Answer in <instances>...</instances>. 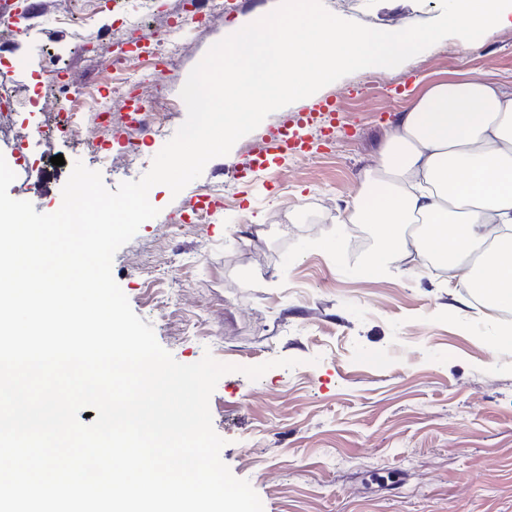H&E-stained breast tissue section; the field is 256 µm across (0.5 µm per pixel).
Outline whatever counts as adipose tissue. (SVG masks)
I'll list each match as a JSON object with an SVG mask.
<instances>
[{"instance_id": "ef3b65f1", "label": "adipose tissue", "mask_w": 512, "mask_h": 512, "mask_svg": "<svg viewBox=\"0 0 512 512\" xmlns=\"http://www.w3.org/2000/svg\"><path fill=\"white\" fill-rule=\"evenodd\" d=\"M340 224L377 227L363 273L385 274L416 225V256L512 309V90L490 78L431 85L391 124Z\"/></svg>"}]
</instances>
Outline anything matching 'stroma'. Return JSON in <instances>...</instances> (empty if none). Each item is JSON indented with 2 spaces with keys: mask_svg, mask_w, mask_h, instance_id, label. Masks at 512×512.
Segmentation results:
<instances>
[{
  "mask_svg": "<svg viewBox=\"0 0 512 512\" xmlns=\"http://www.w3.org/2000/svg\"><path fill=\"white\" fill-rule=\"evenodd\" d=\"M332 13L374 29L411 26L440 14L439 0H323ZM280 0H239L235 10L189 25L177 59L152 72L144 95L177 103L192 68ZM29 15L0 40V79L20 104L0 116V155L17 165L8 193L36 211L59 209L75 163L99 171L108 189L139 179L166 137L126 127L133 160L102 164L84 151L82 129L49 130L29 104L48 58L73 86L111 91L93 55L109 50L114 0H27ZM512 87V29L478 40L447 37L394 68L369 67L312 98L271 114L210 160L179 194L157 185L159 215L114 255L112 273L133 311L182 364L205 354L233 364L209 407L231 473L248 480L263 512H512V349L494 347L512 326L454 278L408 259L362 278L351 236L336 216L357 194L398 113L430 85L458 73ZM328 104L335 119L302 128L305 153L266 168L251 161L270 135L299 127ZM63 155V165L52 157ZM219 198L212 223L193 224L195 195ZM277 358L256 381L241 369Z\"/></svg>",
  "mask_w": 512,
  "mask_h": 512,
  "instance_id": "35a3bbf8",
  "label": "stroma"
}]
</instances>
